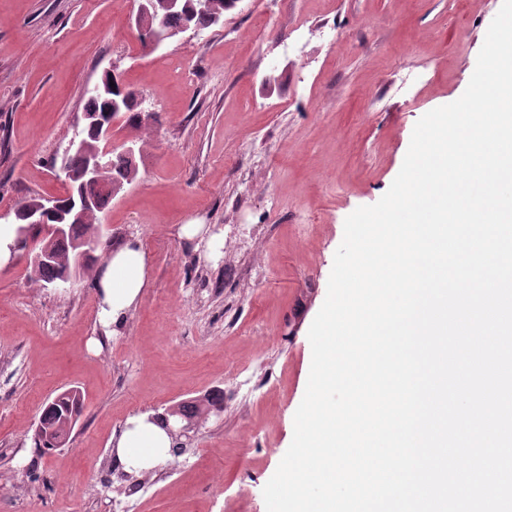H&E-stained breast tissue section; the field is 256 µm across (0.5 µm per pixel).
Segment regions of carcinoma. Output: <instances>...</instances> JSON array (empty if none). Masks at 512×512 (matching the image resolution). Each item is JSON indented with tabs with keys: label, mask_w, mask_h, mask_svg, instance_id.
I'll use <instances>...</instances> for the list:
<instances>
[{
	"label": "carcinoma",
	"mask_w": 512,
	"mask_h": 512,
	"mask_svg": "<svg viewBox=\"0 0 512 512\" xmlns=\"http://www.w3.org/2000/svg\"><path fill=\"white\" fill-rule=\"evenodd\" d=\"M236 0H182L177 11H158V17L168 28L177 29L189 23L198 29L218 24L224 12L235 7ZM87 97L85 113L104 116L112 107V95L95 91L88 87L84 92ZM138 176L135 159L126 157L115 151L108 159V165L102 180L79 186L80 193L90 199L93 207L85 216L68 225V235L63 240L52 243L55 259L49 264H41L33 269L37 280L52 284L76 266H91L87 257L78 255L73 242L81 240L94 232L95 225L100 223V214L106 210L115 191H121L133 183ZM215 408L216 403L206 399V403L193 401L179 406V413L188 420L200 418L204 407ZM81 411L79 394L64 391L57 394L44 408L34 435V444L38 448L52 450L55 441L65 434L68 425L78 418Z\"/></svg>",
	"instance_id": "carcinoma-1"
}]
</instances>
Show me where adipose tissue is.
Returning <instances> with one entry per match:
<instances>
[{"instance_id": "adipose-tissue-1", "label": "adipose tissue", "mask_w": 512, "mask_h": 512, "mask_svg": "<svg viewBox=\"0 0 512 512\" xmlns=\"http://www.w3.org/2000/svg\"><path fill=\"white\" fill-rule=\"evenodd\" d=\"M99 324L105 336L118 335L127 314L147 285V259L140 239H131L110 251L95 274ZM124 470L148 469L166 462L174 442L167 430L148 416L130 418L111 440Z\"/></svg>"}]
</instances>
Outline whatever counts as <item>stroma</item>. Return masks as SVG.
<instances>
[{
	"label": "stroma",
	"mask_w": 512,
	"mask_h": 512,
	"mask_svg": "<svg viewBox=\"0 0 512 512\" xmlns=\"http://www.w3.org/2000/svg\"><path fill=\"white\" fill-rule=\"evenodd\" d=\"M502 0H238L219 24L139 46L133 0H0V224L64 195L55 165L105 71L157 119L111 201L106 247L141 240L148 286L104 337L93 272L57 290L0 270V512H266L293 438L309 328L348 215L398 175L417 121L466 90ZM224 236L207 256L180 225ZM253 392L236 397L235 371ZM75 388L69 442L46 403ZM215 396L176 462L129 494L109 441L129 418ZM79 394L64 391L57 394L44 408L34 435L37 448L52 450L58 448L54 442L65 434L68 425L78 418L81 411Z\"/></svg>",
	"instance_id": "1"
}]
</instances>
